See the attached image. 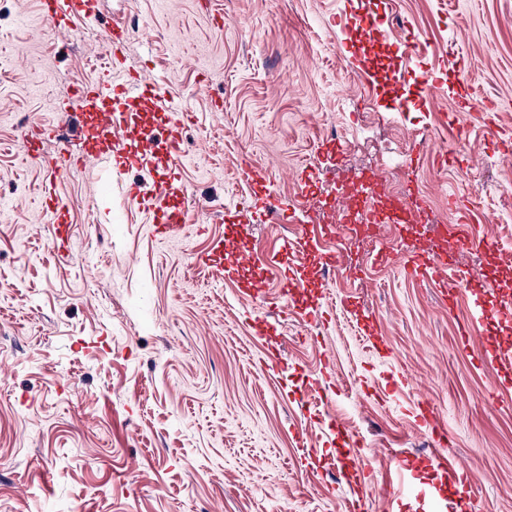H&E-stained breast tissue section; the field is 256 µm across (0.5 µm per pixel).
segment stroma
Segmentation results:
<instances>
[{"label": "stroma", "mask_w": 512, "mask_h": 512, "mask_svg": "<svg viewBox=\"0 0 512 512\" xmlns=\"http://www.w3.org/2000/svg\"><path fill=\"white\" fill-rule=\"evenodd\" d=\"M92 3L96 21L57 30L40 0H0V512H449L421 403L472 512H512V354L481 361L458 334H512L476 314L512 298V0ZM358 14L384 38L363 41ZM114 21L126 67L183 107L181 150L63 170V261L24 134L93 146L74 93L108 79ZM462 82L480 91L464 110ZM416 150L400 192L427 223L353 237L340 200ZM165 179L190 226L168 242L130 197ZM455 200L477 228L450 303L404 257L443 245ZM219 240L250 260L225 252L217 278L201 259Z\"/></svg>", "instance_id": "obj_1"}]
</instances>
